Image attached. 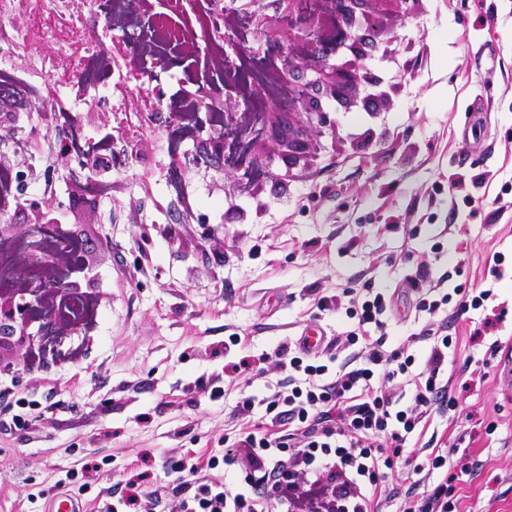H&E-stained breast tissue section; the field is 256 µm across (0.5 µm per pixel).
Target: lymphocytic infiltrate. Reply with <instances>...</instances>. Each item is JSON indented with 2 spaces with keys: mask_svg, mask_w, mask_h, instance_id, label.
I'll return each mask as SVG.
<instances>
[{
  "mask_svg": "<svg viewBox=\"0 0 512 512\" xmlns=\"http://www.w3.org/2000/svg\"><path fill=\"white\" fill-rule=\"evenodd\" d=\"M387 301L383 293H366L345 309L356 326L330 340L320 355L309 349L279 346L271 358L282 373L279 390L263 399L246 395L241 414L264 407L285 434L245 431L224 448L223 457L207 461L184 457L173 472L191 477L193 497L171 512H369L380 482L403 478L401 460L411 459V438L425 417L455 407L445 377L453 336L435 337L424 364H417L409 346L385 350L369 328L384 329ZM412 388L410 402L400 393ZM246 460L243 483L227 486L208 472L218 465Z\"/></svg>",
  "mask_w": 512,
  "mask_h": 512,
  "instance_id": "lymphocytic-infiltrate-1",
  "label": "lymphocytic infiltrate"
}]
</instances>
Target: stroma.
Masks as SVG:
<instances>
[{"instance_id":"1","label":"stroma","mask_w":512,"mask_h":512,"mask_svg":"<svg viewBox=\"0 0 512 512\" xmlns=\"http://www.w3.org/2000/svg\"><path fill=\"white\" fill-rule=\"evenodd\" d=\"M380 39L365 65L386 98L348 111L329 102L335 130L314 137L310 161L279 184L223 160L196 166L210 113L194 116L193 139L173 142V114L198 86L186 62L155 68L150 87L127 83L109 111L68 86L57 95L64 119L16 115L0 163L24 177L0 224L64 218L90 260L73 279L90 282L99 306L91 328L58 335L55 361L38 371L0 345V512H42L56 481L88 461L96 473L68 494L90 512L139 471L167 491L147 512H169L194 491L172 460L223 456L225 436L254 424L280 429L236 413L242 389L227 364L310 327L346 335L351 321L323 303L347 289L391 297L386 349L411 336L422 361L440 331L456 337L447 376L457 407L421 423L411 444L466 457L467 474L451 482L460 512H512V0H420ZM402 40L394 79L383 59ZM150 89L163 98L148 114ZM73 130L111 139L116 165L59 164L54 144ZM498 252L497 280L484 270ZM457 285L493 297L465 313L454 301L416 310V297ZM76 347L83 357L69 362ZM482 360L485 378L472 379ZM21 400L31 409L18 429Z\"/></svg>"}]
</instances>
